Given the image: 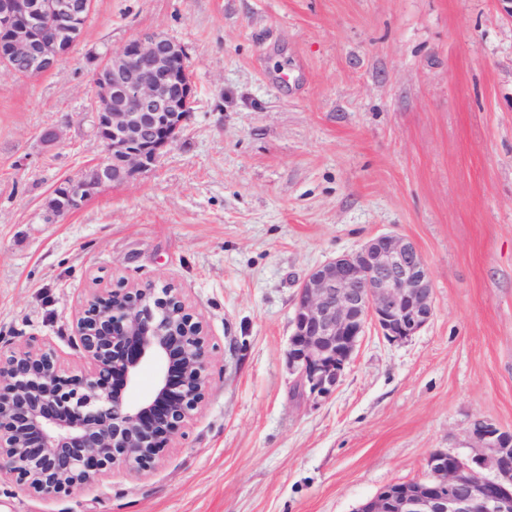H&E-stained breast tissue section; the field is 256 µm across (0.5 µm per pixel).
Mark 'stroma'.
<instances>
[{
  "label": "stroma",
  "mask_w": 512,
  "mask_h": 512,
  "mask_svg": "<svg viewBox=\"0 0 512 512\" xmlns=\"http://www.w3.org/2000/svg\"><path fill=\"white\" fill-rule=\"evenodd\" d=\"M152 32L186 51L183 131L141 180L48 221L103 155L91 72ZM383 233L420 250L432 320L368 328L336 391L299 396L301 280ZM151 283L207 331L184 436L68 495L0 475V512H354L434 451L470 460L476 421L512 430V20L496 0H94L52 69L0 64V345L80 373L75 313Z\"/></svg>",
  "instance_id": "35a3bbf8"
}]
</instances>
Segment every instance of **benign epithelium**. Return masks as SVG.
<instances>
[{
  "label": "benign epithelium",
  "instance_id": "obj_1",
  "mask_svg": "<svg viewBox=\"0 0 512 512\" xmlns=\"http://www.w3.org/2000/svg\"><path fill=\"white\" fill-rule=\"evenodd\" d=\"M87 6L75 0H0V56L31 75L50 70L82 33ZM185 50L147 33L91 74L104 156L60 182L47 202L55 220L106 186L141 179L183 130L195 96ZM288 362L299 391L327 397L344 377L368 325L391 341L418 333L434 316V293L416 245L382 234L311 269L295 295ZM84 361L72 375L46 348L0 347V474L38 497L70 494L112 471L141 473L184 434L209 389V343L177 289L111 288L74 319ZM148 359L153 390L132 404L126 390ZM469 461L438 450L428 477L393 483L356 512H512V432L473 431ZM492 467V479L481 469Z\"/></svg>",
  "mask_w": 512,
  "mask_h": 512
}]
</instances>
